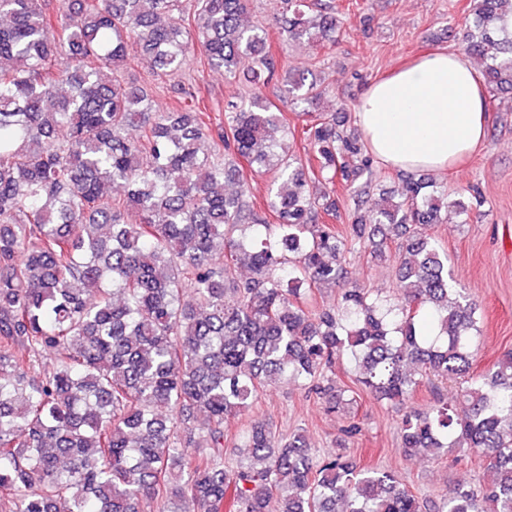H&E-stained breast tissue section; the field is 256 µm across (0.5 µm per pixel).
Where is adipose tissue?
I'll use <instances>...</instances> for the list:
<instances>
[{"mask_svg": "<svg viewBox=\"0 0 512 512\" xmlns=\"http://www.w3.org/2000/svg\"><path fill=\"white\" fill-rule=\"evenodd\" d=\"M355 116L375 160L401 170H447L481 146L488 121L480 74L444 50L373 82Z\"/></svg>", "mask_w": 512, "mask_h": 512, "instance_id": "obj_1", "label": "adipose tissue"}]
</instances>
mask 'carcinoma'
Masks as SVG:
<instances>
[{"label":"carcinoma","mask_w":512,"mask_h":512,"mask_svg":"<svg viewBox=\"0 0 512 512\" xmlns=\"http://www.w3.org/2000/svg\"><path fill=\"white\" fill-rule=\"evenodd\" d=\"M250 4L0 0V512H422L393 472L343 453L353 421L322 454L255 418L226 463L225 419L280 381L332 412L365 393L405 408V456L462 448L484 465L437 512H512V351L474 372L476 304L425 232L468 207L407 174L336 224L338 189L359 196L376 178L366 142L308 109L322 91L302 72L284 93L302 119L304 154L291 153L288 117L262 89L278 77L270 28L285 54L335 42L343 19L322 0H280L271 27L247 25ZM465 12L462 50L488 86L512 89L499 27L512 0ZM131 41L169 78V111L127 77ZM192 47L229 78L247 66L251 93L224 100L219 122L183 77ZM242 159L271 178L262 208ZM394 236L396 301L355 285L336 309L313 304L345 281L349 243L381 259ZM425 379L461 388L406 409Z\"/></svg>","instance_id":"obj_1"}]
</instances>
